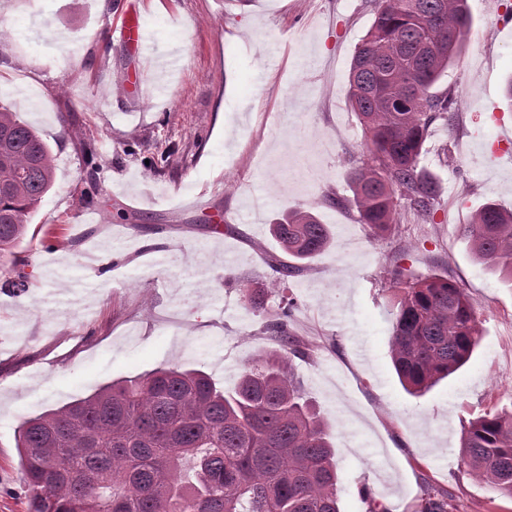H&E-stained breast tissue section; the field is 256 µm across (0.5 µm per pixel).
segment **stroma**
<instances>
[{
    "mask_svg": "<svg viewBox=\"0 0 512 512\" xmlns=\"http://www.w3.org/2000/svg\"><path fill=\"white\" fill-rule=\"evenodd\" d=\"M154 56L177 53L167 79L140 97L117 32L120 0H0V104L47 140L55 181L16 250L31 262L25 293L0 290V512H25L15 433L23 420L99 386L165 366L200 368L232 389L245 361L274 354L265 333L279 287L268 222L304 209L332 240L289 286L290 328L309 354L292 369L331 425L343 512H367L363 491L411 512L421 478L453 512H486L495 489L459 458L464 425L512 406V288L475 261L464 226L488 198L512 209V171L483 164L493 113L512 120V20L504 0H468L472 28L437 90L466 95L452 125L435 123L421 155L437 181L434 215L404 209L379 238L351 208L347 177L365 153L347 101L355 50L374 15L366 0H136ZM82 140L98 154L87 162ZM127 176L188 184L199 202L144 209L113 198ZM263 223L242 213L250 193ZM94 204H86V194ZM223 224L224 248L214 242ZM123 226L127 245L97 252ZM183 254L159 265L160 254ZM448 278L473 302L481 335L471 361L425 395L405 392L388 353L389 272ZM264 293L254 310L247 290Z\"/></svg>",
    "mask_w": 512,
    "mask_h": 512,
    "instance_id": "stroma-1",
    "label": "stroma"
}]
</instances>
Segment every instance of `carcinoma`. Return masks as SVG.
Returning a JSON list of instances; mask_svg holds the SVG:
<instances>
[{
  "label": "carcinoma",
  "mask_w": 512,
  "mask_h": 512,
  "mask_svg": "<svg viewBox=\"0 0 512 512\" xmlns=\"http://www.w3.org/2000/svg\"><path fill=\"white\" fill-rule=\"evenodd\" d=\"M374 20L351 62L347 100L368 159L348 177L355 207L373 235L396 223L399 208L428 221L435 184L419 167L438 120L457 100L435 85L458 58L472 27L467 0H370ZM55 157L18 113L0 106V255L13 256L3 286L28 288L26 257L14 252L51 190ZM475 259L512 283V210L488 199L464 227ZM293 262L272 256L282 287L265 331L278 353L245 366L224 392L200 369L156 368L101 385L85 398L26 419L16 448L26 512H341L329 425L305 396L291 359L306 355L289 328L296 300L288 278L330 243L314 213L297 210L270 225ZM389 353L405 391L421 396L460 370L478 336L476 310L437 275L390 272ZM469 475L512 500V410L487 412L462 430ZM413 512H452L423 478Z\"/></svg>",
  "instance_id": "carcinoma-1"
}]
</instances>
